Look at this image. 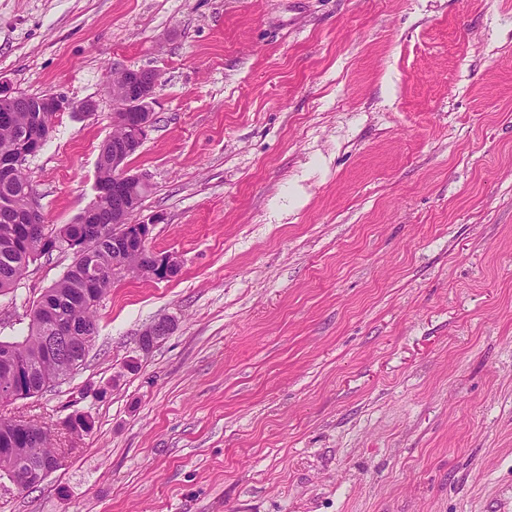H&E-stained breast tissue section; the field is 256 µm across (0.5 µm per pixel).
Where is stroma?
I'll return each mask as SVG.
<instances>
[{
    "label": "stroma",
    "mask_w": 512,
    "mask_h": 512,
    "mask_svg": "<svg viewBox=\"0 0 512 512\" xmlns=\"http://www.w3.org/2000/svg\"><path fill=\"white\" fill-rule=\"evenodd\" d=\"M115 66L159 74L130 168L181 270L116 281L75 374L0 402L68 450L0 512H512V0H0V77L97 104L27 161L46 223L94 201ZM173 326V320L167 316H162L152 321L138 336L136 352L142 356L148 355L160 340L170 334Z\"/></svg>",
    "instance_id": "obj_1"
}]
</instances>
